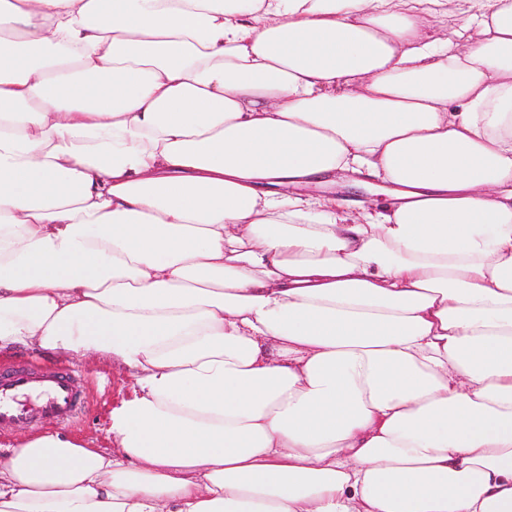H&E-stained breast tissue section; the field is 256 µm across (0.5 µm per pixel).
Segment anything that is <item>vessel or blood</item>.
<instances>
[{
    "label": "vessel or blood",
    "mask_w": 512,
    "mask_h": 512,
    "mask_svg": "<svg viewBox=\"0 0 512 512\" xmlns=\"http://www.w3.org/2000/svg\"><path fill=\"white\" fill-rule=\"evenodd\" d=\"M81 383L69 369L0 367V431L36 421L69 420L78 409Z\"/></svg>",
    "instance_id": "1"
}]
</instances>
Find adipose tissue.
I'll return each mask as SVG.
<instances>
[{"instance_id": "ef3b65f1", "label": "adipose tissue", "mask_w": 512, "mask_h": 512, "mask_svg": "<svg viewBox=\"0 0 512 512\" xmlns=\"http://www.w3.org/2000/svg\"><path fill=\"white\" fill-rule=\"evenodd\" d=\"M19 349L134 382L0 512H512V0H0Z\"/></svg>"}]
</instances>
